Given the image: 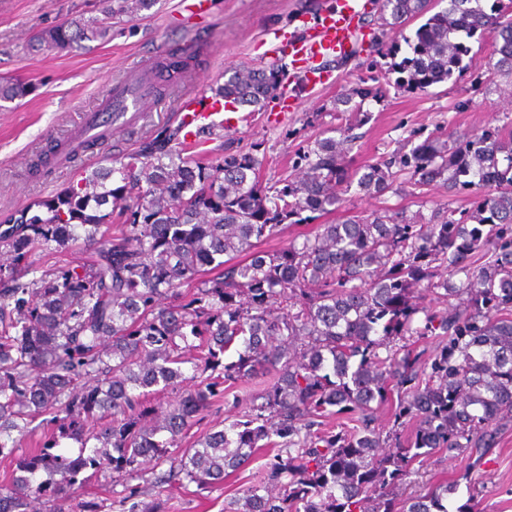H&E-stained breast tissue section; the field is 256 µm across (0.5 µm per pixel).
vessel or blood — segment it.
I'll return each instance as SVG.
<instances>
[{"label": "vessel or blood", "instance_id": "1", "mask_svg": "<svg viewBox=\"0 0 512 512\" xmlns=\"http://www.w3.org/2000/svg\"><path fill=\"white\" fill-rule=\"evenodd\" d=\"M365 9L363 0H328L314 19L302 20L298 33L289 35L287 44L295 76L316 87L327 83L318 59H341L350 54ZM156 100V71L151 67H135L124 81L115 83L102 98L100 108L112 116L113 133H122L143 121ZM238 105L234 99L214 97L204 107L194 101L181 104L177 119L191 135L217 128L231 127L236 121ZM100 119L78 127L64 149L71 155L82 152L87 142L96 139Z\"/></svg>", "mask_w": 512, "mask_h": 512}]
</instances>
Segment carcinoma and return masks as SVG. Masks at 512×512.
I'll return each instance as SVG.
<instances>
[{"instance_id":"cac0c4a2","label":"carcinoma","mask_w":512,"mask_h":512,"mask_svg":"<svg viewBox=\"0 0 512 512\" xmlns=\"http://www.w3.org/2000/svg\"><path fill=\"white\" fill-rule=\"evenodd\" d=\"M153 2L112 0V18ZM436 5L378 0L384 25L427 16L403 38L407 56L390 65L396 88L451 79L470 53L460 37L487 27L498 36L493 68L512 76L511 5ZM104 37L88 20L48 29L39 42L63 49ZM276 71L236 69L219 93L260 107L277 91ZM27 93L24 83L0 81V100ZM384 93L357 84L346 103ZM181 132L148 137L128 161L0 218V253L11 257L0 266V455L14 452L33 417L50 413L55 425L45 451L20 461L0 485V512H29L35 501L62 512L82 471L120 475L163 458L215 398L259 375L270 377L263 403L173 459L202 486L224 480L257 450L276 451L270 475L280 489L253 485L224 512H448L451 485L404 502L393 490L439 450L466 452L471 467H481L512 424V122L429 138L398 160L419 187L470 191V208L424 223L390 210L348 215L278 253L259 244L308 221L307 212L339 210L354 184L391 188L392 163L352 172L348 139L324 138L304 153L302 176L269 185L250 152L184 156ZM114 177L121 185L110 188ZM112 223L123 225L120 234L98 236ZM80 237L94 259L37 271L38 255L66 252ZM443 267L465 279L434 281ZM422 282L448 299L466 297V307L435 318L414 295ZM164 296L173 303L161 308ZM437 329L423 373L398 342ZM190 348L197 385L152 414L144 398L184 379ZM392 403L394 426L416 419L418 429L390 451L370 423L373 405ZM332 416L345 419L338 432L312 430ZM62 439L81 441L77 456L50 453ZM92 439L101 446L88 447Z\"/></svg>"}]
</instances>
